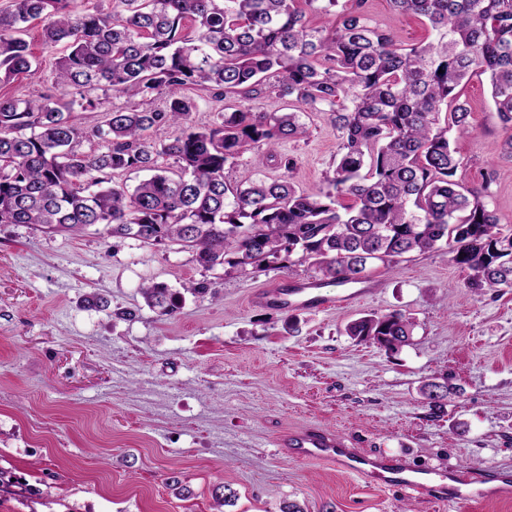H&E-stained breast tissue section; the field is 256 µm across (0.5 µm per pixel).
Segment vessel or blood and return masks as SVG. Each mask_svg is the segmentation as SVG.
I'll return each instance as SVG.
<instances>
[{"mask_svg":"<svg viewBox=\"0 0 512 512\" xmlns=\"http://www.w3.org/2000/svg\"><path fill=\"white\" fill-rule=\"evenodd\" d=\"M254 303L295 306L306 311L324 310L330 303L321 283L303 280L284 288H270L252 297ZM281 454L301 463H325L356 476L367 484L383 488L416 491L425 497L463 504L485 494L493 481L490 470L471 474L439 472L430 467L410 468L396 457L354 452L352 438L317 425L292 428L276 440Z\"/></svg>","mask_w":512,"mask_h":512,"instance_id":"vessel-or-blood-1","label":"vessel or blood"}]
</instances>
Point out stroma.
<instances>
[{
	"mask_svg": "<svg viewBox=\"0 0 512 512\" xmlns=\"http://www.w3.org/2000/svg\"><path fill=\"white\" fill-rule=\"evenodd\" d=\"M375 22L400 41L428 35L388 0H367ZM26 35L36 63L0 95L55 91L60 48ZM475 132L459 138L468 186L512 224V159L486 76L462 92ZM306 138L282 142L291 180L326 189L338 134L329 113L303 117ZM306 264L245 275L207 270L174 246L104 234L73 235L0 224V512H512V494L435 503L363 484L277 451L288 427L320 424L350 435L364 454L403 456L413 467H465L512 475V292L478 295L445 250L376 265L371 298L343 301L327 287L319 312L254 306L255 291L311 278ZM207 282L202 295L183 285ZM182 295L161 317L144 284ZM99 295L108 304H88ZM400 311L416 324L399 351L360 342L353 320ZM447 376L430 406L422 383ZM237 493L216 510L215 486Z\"/></svg>",
	"mask_w": 512,
	"mask_h": 512,
	"instance_id": "obj_1",
	"label": "stroma"
}]
</instances>
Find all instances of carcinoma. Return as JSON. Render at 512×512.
<instances>
[{
	"instance_id": "cac0c4a2",
	"label": "carcinoma",
	"mask_w": 512,
	"mask_h": 512,
	"mask_svg": "<svg viewBox=\"0 0 512 512\" xmlns=\"http://www.w3.org/2000/svg\"><path fill=\"white\" fill-rule=\"evenodd\" d=\"M10 0L0 9V82L31 71L23 38L40 20L46 45H63L54 69L58 93L0 97V224H34L106 233L148 245L176 246L207 270L228 265L247 274L294 254L327 282L367 277L407 255L442 247L469 271L477 294L512 290V225L482 192L457 179L463 159L452 146L475 131L461 86L488 77L491 99L512 158V0H388L430 28L404 45L374 23L366 0ZM330 18L313 27L306 11ZM192 88L224 106L217 122L191 123ZM94 90L125 104L106 113L92 135L102 151L80 150L86 132L73 113L94 112ZM292 112H257L244 102L262 92ZM164 98L162 108L144 102ZM306 112H329L339 137L327 190L299 191L283 177L230 181L225 172L247 154L257 167L293 162L280 142L306 134ZM183 126L169 139L165 130ZM168 156L176 168L157 166ZM149 171L133 189L114 182ZM351 203L346 204L344 200ZM161 316L177 308L171 289H141ZM412 318L365 315L348 335L388 350L410 344ZM433 403L448 384L429 380Z\"/></svg>"
}]
</instances>
